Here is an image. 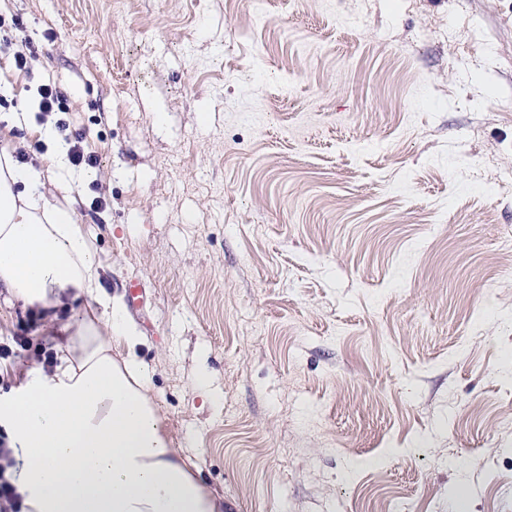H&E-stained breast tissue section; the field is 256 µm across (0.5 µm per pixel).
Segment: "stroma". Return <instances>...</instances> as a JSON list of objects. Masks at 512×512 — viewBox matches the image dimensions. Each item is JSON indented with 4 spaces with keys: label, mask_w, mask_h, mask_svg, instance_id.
<instances>
[{
    "label": "stroma",
    "mask_w": 512,
    "mask_h": 512,
    "mask_svg": "<svg viewBox=\"0 0 512 512\" xmlns=\"http://www.w3.org/2000/svg\"><path fill=\"white\" fill-rule=\"evenodd\" d=\"M0 149L75 204L235 512H512V0H0ZM28 54L17 70L15 53ZM66 96L40 119L37 88ZM83 138L92 168L46 169ZM0 358V394L61 339ZM208 391L195 386L200 369Z\"/></svg>",
    "instance_id": "35a3bbf8"
}]
</instances>
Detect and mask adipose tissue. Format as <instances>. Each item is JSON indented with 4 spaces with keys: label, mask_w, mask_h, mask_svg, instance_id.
Here are the masks:
<instances>
[{
    "label": "adipose tissue",
    "mask_w": 512,
    "mask_h": 512,
    "mask_svg": "<svg viewBox=\"0 0 512 512\" xmlns=\"http://www.w3.org/2000/svg\"><path fill=\"white\" fill-rule=\"evenodd\" d=\"M42 174L0 152V287L28 306L87 295L63 325L52 372L0 395V427L26 512H222L175 448L138 358L140 335L103 292L102 263L74 206L50 204ZM120 354H113V347Z\"/></svg>",
    "instance_id": "ef3b65f1"
}]
</instances>
